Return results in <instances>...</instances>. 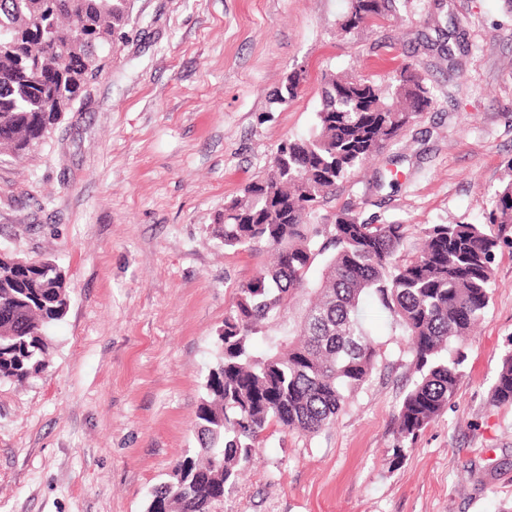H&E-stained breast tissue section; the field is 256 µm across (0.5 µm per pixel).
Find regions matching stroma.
Wrapping results in <instances>:
<instances>
[{"instance_id": "35a3bbf8", "label": "stroma", "mask_w": 512, "mask_h": 512, "mask_svg": "<svg viewBox=\"0 0 512 512\" xmlns=\"http://www.w3.org/2000/svg\"><path fill=\"white\" fill-rule=\"evenodd\" d=\"M437 0L401 22L341 34L344 0H133L126 37L72 112L20 159L0 155V250L54 259L68 310L48 369L0 382V512H146L197 448L196 411L217 336L266 253L225 249L224 204L316 123L325 75L425 66L428 112L317 206L330 223H479L512 179V13L502 0H444L454 62L424 51ZM299 74L298 96L274 91ZM393 175L397 188H377ZM475 332L448 347L463 377L399 466L392 418L413 368L377 302L383 350L368 385L315 436L273 429L214 512H499L512 500V405L490 388L512 350V246L494 262Z\"/></svg>"}]
</instances>
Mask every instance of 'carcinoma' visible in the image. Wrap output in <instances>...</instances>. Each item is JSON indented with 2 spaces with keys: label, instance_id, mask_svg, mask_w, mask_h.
<instances>
[{
  "label": "carcinoma",
  "instance_id": "carcinoma-1",
  "mask_svg": "<svg viewBox=\"0 0 512 512\" xmlns=\"http://www.w3.org/2000/svg\"><path fill=\"white\" fill-rule=\"evenodd\" d=\"M408 0H346L345 34L398 17ZM132 0H0V152L21 155L45 140L123 39ZM426 49L453 60L448 33ZM295 77L274 93L297 97ZM433 103L424 72L401 62L386 80L324 77L313 132L282 145L267 175L224 203L215 235L224 248L272 252L238 286L218 336L196 412L200 451L154 488L147 512H212L236 485L239 466L278 426L313 435L337 419L371 379L381 356L361 318L370 296L408 343L415 377L394 415L402 462L418 435L443 412L462 378V359L445 356L466 336L491 298L496 251L512 243V181L497 190L477 224H428L420 247L399 255L407 224H376L348 207L332 224H313L319 199L356 167L397 141ZM67 309L63 269L0 266V382L25 384L49 366V327ZM512 404V351L490 392Z\"/></svg>",
  "mask_w": 512,
  "mask_h": 512
}]
</instances>
